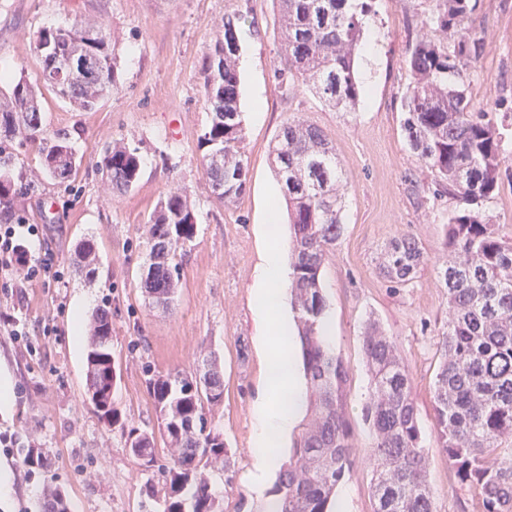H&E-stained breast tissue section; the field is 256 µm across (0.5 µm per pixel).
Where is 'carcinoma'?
<instances>
[{
    "mask_svg": "<svg viewBox=\"0 0 512 512\" xmlns=\"http://www.w3.org/2000/svg\"><path fill=\"white\" fill-rule=\"evenodd\" d=\"M285 28L280 56L283 73L307 86L322 101L349 112L365 96L355 58L364 48L372 0H276ZM421 19L407 65L411 81L402 108L405 138L434 177L438 192L459 203L448 216L446 245L454 258L438 271L448 298V321L441 327L443 357L433 393L435 439L460 481L476 494L483 512H512V243L499 236L482 210L498 189L505 163L503 142L509 129L487 110H477L458 80L477 60L482 38L475 26L478 0H433ZM239 13L224 15L201 69L202 92L211 119L201 143L209 185L224 184V202L245 190L244 151L237 61ZM453 50H448V42ZM40 83L24 77L0 92V132L20 142H39L42 172L55 180L77 173L68 138L43 126L40 87L80 110H90L119 87L115 46L98 21L40 32ZM90 51L102 62L88 80L78 70L57 78L62 61ZM272 153L276 177L288 204L292 248L289 284L298 345L309 390V414L282 463L271 493L279 512H331L336 487L353 464L346 418L349 375L343 360L321 334L326 300L320 271L336 247L341 220V171L332 141L319 127L288 119ZM13 156L0 145V223L27 221L19 203L35 183L11 176ZM138 147L114 142L97 168L112 188L131 189L139 179ZM187 192L166 196L146 224L150 244L142 288L149 303L166 306L176 292L177 252L196 235ZM421 243L412 235L390 239L381 249L378 274L405 286L427 266ZM371 374L366 421L375 440L373 512H435L428 484V451L422 444L408 369L394 342L372 324L363 339ZM86 392L100 421L112 426L121 413L113 393L117 366L112 357V317L98 310L91 320L86 356ZM149 391L164 428L162 439L163 512H223L207 471L229 466L224 433L208 416L224 400V375L217 360L206 358L191 373L159 374ZM132 455L157 462L154 436L127 430ZM41 512H70L60 489L48 491Z\"/></svg>",
    "mask_w": 512,
    "mask_h": 512,
    "instance_id": "carcinoma-1",
    "label": "carcinoma"
}]
</instances>
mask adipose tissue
Here are the masks:
<instances>
[{"label":"adipose tissue","mask_w":512,"mask_h":512,"mask_svg":"<svg viewBox=\"0 0 512 512\" xmlns=\"http://www.w3.org/2000/svg\"><path fill=\"white\" fill-rule=\"evenodd\" d=\"M269 246L252 285V310L265 337V389L255 404L254 454L248 475L250 491H263L277 468L281 448L305 409L306 393L298 383L295 343L282 304L290 280V267L277 210L267 214Z\"/></svg>","instance_id":"ef3b65f1"}]
</instances>
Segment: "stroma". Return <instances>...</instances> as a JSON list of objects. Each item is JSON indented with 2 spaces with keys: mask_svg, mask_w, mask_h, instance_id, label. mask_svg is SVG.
<instances>
[{
  "mask_svg": "<svg viewBox=\"0 0 512 512\" xmlns=\"http://www.w3.org/2000/svg\"><path fill=\"white\" fill-rule=\"evenodd\" d=\"M431 6V0H375L365 30L373 50L356 65L366 95L356 111L346 112L280 75L283 33L273 0H0V91L21 74L39 79L40 31L85 18L101 20L117 40L121 72L118 90L88 111L43 94L44 124L68 135L80 168L63 183L44 179L20 202L29 223L39 227L34 255L51 259L61 281L36 278L19 290L0 281V310L29 332L24 340L0 334V374L12 384V406L0 411V430L17 433L47 461L32 468L0 454V471L12 475L9 492L0 494V512H38L50 485L67 491L73 512H162L161 499L146 493L161 487L162 477L157 467L132 457L123 428L160 426L149 373L190 371L210 354L224 366V403L213 423L224 433L230 462L228 473H213L212 485L224 512H264L263 498L245 479L255 463L252 402L262 379L250 287L268 244V207L282 199L272 145L292 116L324 131L348 181L344 232L320 271L334 325L330 346L349 370L347 420L356 450L336 493L348 496L350 512H373L363 336L374 320L411 373L436 512H480L474 492L433 445L438 332L448 311L436 268L449 257L445 226L458 202L436 194L402 130L407 59L417 21ZM232 12L243 16L240 56L249 62L240 73L248 175L244 193L226 204L213 197L202 167L200 140L210 114L200 71L221 19ZM476 26L482 53L460 78L474 107L492 110L512 103V0H479ZM256 93L265 105L260 117L250 108ZM115 140L139 147L141 155L139 180L122 193L112 191L95 166ZM504 148L507 174L483 210L512 240V139ZM180 188L190 195L197 229L177 256L178 288L163 309L149 305L141 289L149 253L145 225L157 202ZM404 234L419 239L428 265L398 287L379 277L376 265L382 246ZM87 240L96 248L91 275L76 258ZM103 306L112 314V355L120 370L114 400L121 422L112 427L85 396L88 341L75 339L72 329L76 309L89 315Z\"/></svg>",
  "mask_w": 512,
  "mask_h": 512,
  "instance_id": "obj_1",
  "label": "stroma"
}]
</instances>
